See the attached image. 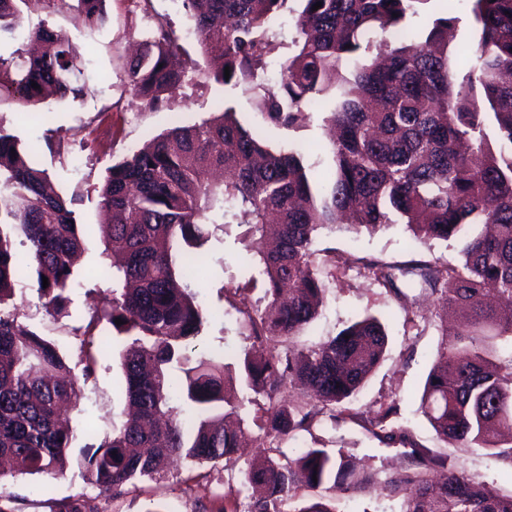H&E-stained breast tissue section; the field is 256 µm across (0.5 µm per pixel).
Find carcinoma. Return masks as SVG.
<instances>
[{"instance_id": "obj_1", "label": "carcinoma", "mask_w": 512, "mask_h": 512, "mask_svg": "<svg viewBox=\"0 0 512 512\" xmlns=\"http://www.w3.org/2000/svg\"><path fill=\"white\" fill-rule=\"evenodd\" d=\"M288 2L182 0V6L202 54L222 61L213 79L252 91L265 123L289 129L332 101L324 121L334 130L333 166L324 184L301 150L268 149L261 132L240 125L229 105L199 124L169 129L108 168L99 205L112 300L71 328L81 337L86 377L102 323L128 339L118 368L133 413L82 452V476L101 495L115 497L137 480L164 481L179 459L229 461L239 448L244 430L224 426L230 364L186 353L209 315L190 291L199 250L226 224H246L255 236L263 297L258 303L242 297V313L252 336L276 349L248 352L242 362L248 388L265 399L253 419L259 441L308 431L324 411L336 419V408L358 393L386 350L384 325L373 315L323 343L294 344L326 291L316 236L339 219L357 230L403 224L417 240L459 242L454 263H364L396 292L399 277L408 276L435 296L429 318L442 339L420 409L444 442L485 449L512 466V353H501L512 344V0H468L478 42L459 58L448 51L455 17L434 18L418 38L404 32L406 17L430 0H299L293 49L280 63L274 91L262 79L269 28ZM104 4L77 0L93 27L104 20ZM69 7L70 0H0V42L20 39L24 12ZM28 39L40 45L28 61L0 55V95L16 94L33 107L50 97H77L82 70L69 34L42 26L29 30ZM193 67L182 37L160 21L129 57L127 75L153 108ZM18 238L27 246L39 299L61 315L83 248L76 212L53 191L47 172L27 162L17 138L0 130V459L21 475L62 476L76 434L60 403L78 402L82 388L56 346L19 322ZM175 364L184 373L178 393L189 409L180 418L170 406ZM287 379L308 388V400H275ZM393 411L390 405L363 419V428L408 446L403 474L382 480L376 471H356L342 454L297 448L289 456L277 445L244 471L245 512H285L298 470L312 489L377 484L401 499V512H512V495L466 476L452 473L433 484L431 471L451 468L448 456L391 425ZM52 512L95 510L78 494L53 500ZM290 512L341 510L319 496Z\"/></svg>"}]
</instances>
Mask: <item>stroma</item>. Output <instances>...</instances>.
<instances>
[{"label": "stroma", "instance_id": "35a3bbf8", "mask_svg": "<svg viewBox=\"0 0 512 512\" xmlns=\"http://www.w3.org/2000/svg\"><path fill=\"white\" fill-rule=\"evenodd\" d=\"M454 11L459 18L452 50H471L477 40L466 0H428L418 14L409 16L408 27L422 30L431 18ZM106 18L89 28L79 23L77 11L47 13L34 10L24 15L32 29L45 24L70 33L82 70L85 89L80 97L50 100L38 110L13 98L0 99V129L14 135L27 161L46 170L55 189L73 199V208L84 237V252L78 266L80 284L71 292L66 316L52 318L42 306L34 288L33 275L17 285V304L23 321L52 340L60 351L76 357L79 337L70 333L88 315V308L106 302L109 280L103 271L107 260L99 229L101 216L96 189L108 167L135 147L170 128L201 123L212 117L217 104L230 102L237 120L246 127H261L274 148L305 147L304 162L327 170L332 159L325 151H314L324 139L323 112H309L298 128L263 123L251 95L241 88L214 82L201 71L188 72L173 96L158 109H149L136 96L125 69L129 49L149 38L156 19L170 22L185 35L188 49H196L194 23L180 0H153L151 14H143L132 0H106ZM315 248L330 254L336 267L326 276L324 304L316 319L297 336L298 346L307 347L335 337L351 322L371 314L383 323L387 334L384 357L361 390L345 404L337 420L317 418L310 431L298 439L282 441L284 451L294 446L344 452L356 459L384 468L386 474L404 471L407 462L397 444L380 442L360 425L362 417L376 414L382 406L396 404L394 425L407 428L411 438L433 451L444 453L458 471L487 484L498 493H512V466L481 448L452 446L441 441L419 411L427 374L435 360L441 337L433 322L426 320L431 299L428 291L414 288L398 296L365 276L363 261L406 262L419 257H438L448 262L458 258L455 242L414 240L403 225L392 224L372 233L356 232L347 225L335 231H321ZM199 282L193 283L199 300L211 316L201 334L190 340L193 355H224L236 362L253 343L239 297L258 300L263 290L250 287L255 258L247 225L229 224L222 239L212 241L201 252ZM101 347L94 374L85 381L79 409L72 414L76 439L69 450V466L62 476L18 475L0 478V504L10 512H50V502L70 495L90 498L98 512H147L156 505L177 507L179 512H234L240 502L237 491L247 459L258 455L257 445H248L240 461L195 465L174 464L173 475L161 482L138 481L115 499L99 497L95 487L81 477L82 449L95 438L121 427L126 419L125 400L120 390L116 359L126 338L108 324L98 328ZM342 512H400L401 503L374 487L360 491L337 488Z\"/></svg>", "mask_w": 512, "mask_h": 512}]
</instances>
